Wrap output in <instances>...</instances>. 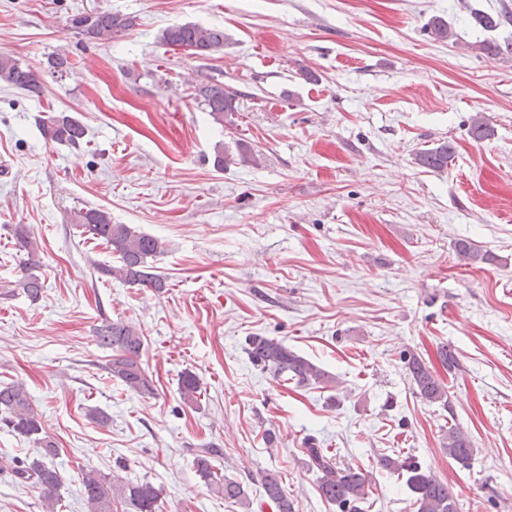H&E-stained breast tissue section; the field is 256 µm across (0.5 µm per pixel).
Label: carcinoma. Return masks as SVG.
I'll list each match as a JSON object with an SVG mask.
<instances>
[{
    "label": "carcinoma",
    "mask_w": 512,
    "mask_h": 512,
    "mask_svg": "<svg viewBox=\"0 0 512 512\" xmlns=\"http://www.w3.org/2000/svg\"><path fill=\"white\" fill-rule=\"evenodd\" d=\"M71 25L84 35L109 40L112 35L132 26L133 20L108 10L92 11L74 16ZM227 40L224 29L195 23L173 25L165 29L160 38L165 46L185 49L200 57L224 51ZM474 49L488 59H495L506 52L512 53V43L503 45L490 38L477 42ZM2 84L34 96L43 92L38 74L6 54H0ZM197 95L214 122L235 125L240 93L225 88L223 82L212 77L197 87ZM39 127L45 140L74 148L80 146L86 133L80 121L64 112L42 119ZM467 134L473 141L483 142L494 136V128L484 115L478 113L471 118ZM455 154L453 143L444 141L433 148L416 151L414 163L427 171L444 172ZM241 162L254 166L262 162V154L243 139L235 142V151L226 150L215 156V164L219 168ZM75 224L84 239L109 245L115 256L114 265L94 264L99 276L151 288L159 293L167 287V278L156 273L152 265L153 259L167 253L165 241L127 224H114L110 212L96 207L82 208L75 213ZM12 236L17 251L27 254L21 276L14 282V289L36 301L42 297L44 289V280L36 273L39 264L32 259V254L38 249L36 238L25 224L14 225ZM456 254L467 265L491 260L488 253L481 252L466 240L457 243ZM95 341L98 346L112 350L108 369L127 391L144 398L155 394L153 378L140 362L144 336L136 327L121 321L104 322L96 328ZM245 352L253 366L270 372L287 384L310 389H334L337 386L336 376L274 338L249 336L246 338ZM437 354L441 365L448 371L459 369V359L452 347L443 344L438 347ZM403 361L416 394L429 404L438 403L448 407L447 387L423 360L417 354L407 352L403 354ZM198 389V380L193 372L181 374L179 392L185 402H197ZM0 423L7 431L36 445L38 457L17 469L16 476L39 491L46 512H56L63 477L59 469L49 463V459L58 455V448L54 441L43 434L41 418L35 412L23 384L0 385ZM442 447L449 457L464 466L470 464L475 453L471 438L456 425L448 427ZM305 454L308 468L316 474L318 493L323 500L336 506L339 512H364L361 504L366 496L367 478L361 470L337 465L335 459L324 454L320 448L311 446L305 449ZM215 455L213 448L196 449L192 460L196 475L207 487L222 494L224 500L233 503L242 501L247 496V490L242 483L218 475L213 463ZM382 465L407 475L406 484L414 494L417 512H459L458 501L448 485L422 471L416 463L386 457L382 459ZM80 483L88 512H112V503L117 498L130 506L133 512H158L165 494L162 486L149 480L128 483L117 489L95 470L82 471ZM261 486L263 497L275 506L276 512H293V503L276 473L265 472Z\"/></svg>",
    "instance_id": "1"
}]
</instances>
